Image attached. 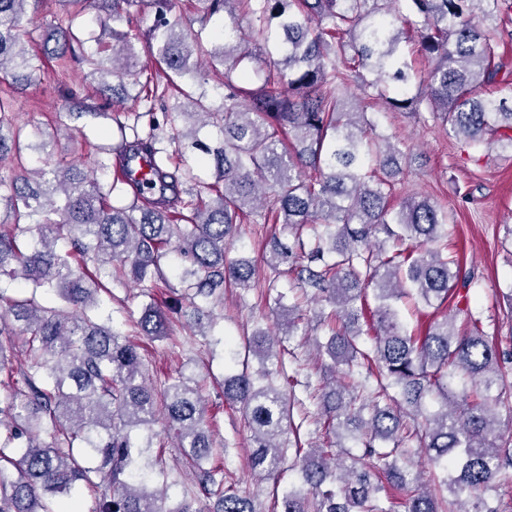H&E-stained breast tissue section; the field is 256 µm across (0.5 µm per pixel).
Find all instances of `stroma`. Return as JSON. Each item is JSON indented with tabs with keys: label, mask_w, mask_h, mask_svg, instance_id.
<instances>
[{
	"label": "stroma",
	"mask_w": 512,
	"mask_h": 512,
	"mask_svg": "<svg viewBox=\"0 0 512 512\" xmlns=\"http://www.w3.org/2000/svg\"><path fill=\"white\" fill-rule=\"evenodd\" d=\"M94 82L86 66L75 65L59 72L47 63L35 86L15 92L13 106L22 121L55 135V151L67 160L86 164L87 145L111 139L116 125L109 119L83 118L72 131L57 132L55 115L64 105L65 89L92 90ZM366 112L378 132L401 142L406 153L405 173L396 186L394 203L417 194L431 197L448 211V252L464 269L473 271L470 286L471 308L482 321L486 334L512 336V312L503 297L512 293V152L497 145L463 149L455 136L413 112H397L385 101L374 100ZM222 324L227 335L238 337L242 329L255 325L275 327L278 318L258 293L239 299L235 291L224 294ZM170 339L145 344L143 354L150 368L174 372L192 363L204 376L203 394L214 421L217 439L228 441L224 459L225 481L255 493L261 506H268L272 484L255 481L248 468L246 430L238 410L225 404L211 380L224 375V347L202 352L196 337L181 328L180 316H173Z\"/></svg>",
	"instance_id": "1"
}]
</instances>
